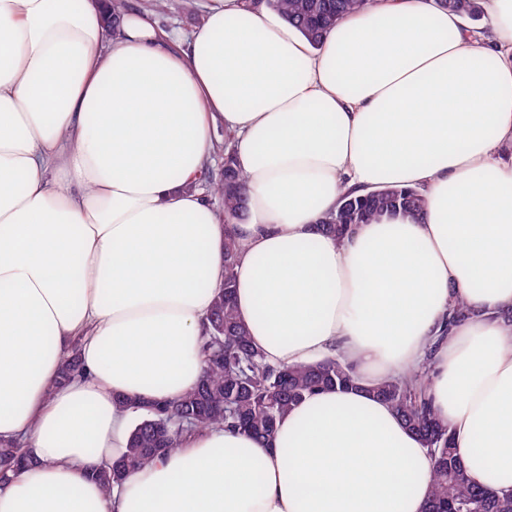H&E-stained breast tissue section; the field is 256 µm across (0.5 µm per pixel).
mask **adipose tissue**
<instances>
[{
    "label": "adipose tissue",
    "instance_id": "adipose-tissue-1",
    "mask_svg": "<svg viewBox=\"0 0 512 512\" xmlns=\"http://www.w3.org/2000/svg\"><path fill=\"white\" fill-rule=\"evenodd\" d=\"M202 2L183 38L148 10L110 30L104 0H0V442L35 461L0 512H423L428 451L371 389L426 357L470 481L512 492V0H482L479 27L374 0L316 45L265 5ZM220 128L240 223L198 181ZM386 186L418 189L419 218L322 231L343 192ZM231 239L252 345L342 355L356 385L104 492L90 474L135 425L121 401L196 385Z\"/></svg>",
    "mask_w": 512,
    "mask_h": 512
}]
</instances>
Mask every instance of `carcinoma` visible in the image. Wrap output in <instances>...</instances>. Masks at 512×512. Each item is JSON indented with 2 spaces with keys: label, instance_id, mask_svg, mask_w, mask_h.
<instances>
[{
  "label": "carcinoma",
  "instance_id": "cac0c4a2",
  "mask_svg": "<svg viewBox=\"0 0 512 512\" xmlns=\"http://www.w3.org/2000/svg\"><path fill=\"white\" fill-rule=\"evenodd\" d=\"M373 0H265L316 44L345 14L369 7ZM438 5L467 21L482 17L480 0H438ZM158 12L189 10L194 0H152ZM230 142L224 143V168L213 176L210 168L199 180L221 198L224 217L240 219L245 211V177L232 160ZM424 201L412 188L384 187L365 194L346 191L336 211L320 221L322 230L338 239L356 224H369L385 214L414 217ZM235 245H226L224 285L217 292L204 328V367L193 389L173 402H134L138 412L128 447L116 459L92 473L107 492L154 459L180 447L185 437L214 427L228 426L259 439L271 438L280 419L305 397L324 387L347 388L356 383L354 371L341 358L316 364L273 366L252 345L239 321L235 289ZM427 366L381 382L372 388L414 431L433 460L427 512H512V494L501 495L474 485L461 464L448 425L438 418L427 397ZM30 464V455L0 443V480Z\"/></svg>",
  "mask_w": 512,
  "mask_h": 512
}]
</instances>
